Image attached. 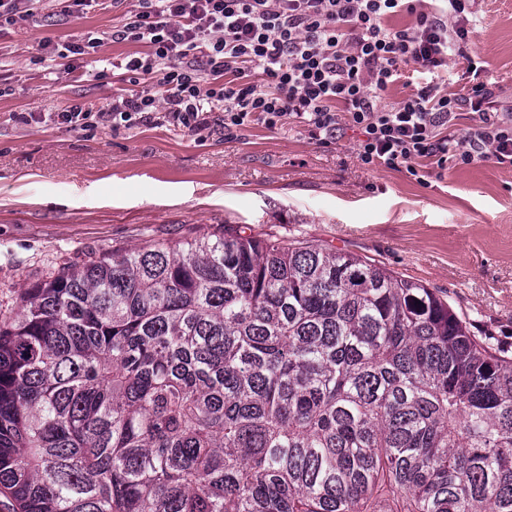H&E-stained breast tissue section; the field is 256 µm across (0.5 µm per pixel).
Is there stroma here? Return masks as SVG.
<instances>
[{
    "label": "stroma",
    "instance_id": "1",
    "mask_svg": "<svg viewBox=\"0 0 512 512\" xmlns=\"http://www.w3.org/2000/svg\"><path fill=\"white\" fill-rule=\"evenodd\" d=\"M132 0H99L66 15L43 4L0 27V309L27 284L94 254L203 234L298 241L375 260L435 289L472 334L512 348V169L485 160L437 169L424 182L368 168L358 133L323 147L297 125L256 123L225 134L221 120L192 131L161 119L131 128L69 129L52 113L100 109L142 91L119 63L139 51L111 41ZM473 38L500 111L512 112V0H479ZM92 32L103 44L58 79L32 58L41 41Z\"/></svg>",
    "mask_w": 512,
    "mask_h": 512
}]
</instances>
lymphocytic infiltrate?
Listing matches in <instances>:
<instances>
[{"instance_id": "1", "label": "lymphocytic infiltrate", "mask_w": 512, "mask_h": 512, "mask_svg": "<svg viewBox=\"0 0 512 512\" xmlns=\"http://www.w3.org/2000/svg\"><path fill=\"white\" fill-rule=\"evenodd\" d=\"M420 2L136 0L112 40L144 44L124 68L155 80L154 90L116 95L107 109L75 104L57 121L132 126L158 113L169 125L202 131L219 112L228 132L295 123L329 145L346 120L359 132L357 157L367 167L402 168L414 177L424 159L440 169L477 159L512 168V113L498 110L487 84L460 94L445 78L472 41L473 0H436L426 11ZM402 13L413 23L392 25ZM403 62L416 66V90L383 104ZM463 111L473 125L451 133Z\"/></svg>"}]
</instances>
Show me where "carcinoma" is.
<instances>
[{
  "instance_id": "obj_1",
  "label": "carcinoma",
  "mask_w": 512,
  "mask_h": 512,
  "mask_svg": "<svg viewBox=\"0 0 512 512\" xmlns=\"http://www.w3.org/2000/svg\"><path fill=\"white\" fill-rule=\"evenodd\" d=\"M0 512H512V350L369 258L240 234L0 313Z\"/></svg>"
}]
</instances>
